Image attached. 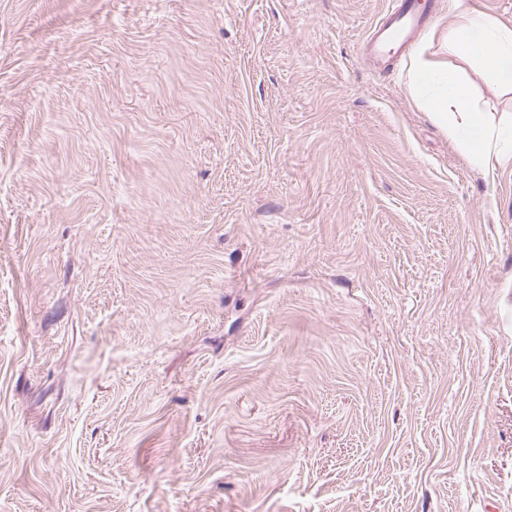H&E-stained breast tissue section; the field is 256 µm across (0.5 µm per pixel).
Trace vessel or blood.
I'll use <instances>...</instances> for the list:
<instances>
[{"mask_svg": "<svg viewBox=\"0 0 512 512\" xmlns=\"http://www.w3.org/2000/svg\"><path fill=\"white\" fill-rule=\"evenodd\" d=\"M432 15L428 0H399L371 30L364 47L374 58L407 50L416 31Z\"/></svg>", "mask_w": 512, "mask_h": 512, "instance_id": "b4317fda", "label": "vessel or blood"}]
</instances>
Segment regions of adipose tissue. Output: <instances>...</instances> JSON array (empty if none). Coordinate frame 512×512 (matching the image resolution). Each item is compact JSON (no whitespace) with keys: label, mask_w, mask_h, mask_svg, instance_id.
Here are the masks:
<instances>
[{"label":"adipose tissue","mask_w":512,"mask_h":512,"mask_svg":"<svg viewBox=\"0 0 512 512\" xmlns=\"http://www.w3.org/2000/svg\"><path fill=\"white\" fill-rule=\"evenodd\" d=\"M451 8L458 25L446 33L430 31V42L444 44L512 93V24L476 11L468 0H452ZM406 90L472 167L487 174L512 167V113L491 118L465 78L419 54L409 66Z\"/></svg>","instance_id":"ef3b65f1"}]
</instances>
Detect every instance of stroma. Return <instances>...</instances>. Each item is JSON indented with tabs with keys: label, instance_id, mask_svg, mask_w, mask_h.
<instances>
[{
	"label": "stroma",
	"instance_id": "35a3bbf8",
	"mask_svg": "<svg viewBox=\"0 0 512 512\" xmlns=\"http://www.w3.org/2000/svg\"><path fill=\"white\" fill-rule=\"evenodd\" d=\"M387 4L0 0V512H512V170ZM398 1L397 6L391 12H386L364 42V48L371 57L407 50L416 31L432 15L428 8L429 0ZM406 90L472 167L485 174L512 167V113L503 112L496 122L465 78L420 53L409 66Z\"/></svg>",
	"mask_w": 512,
	"mask_h": 512
}]
</instances>
